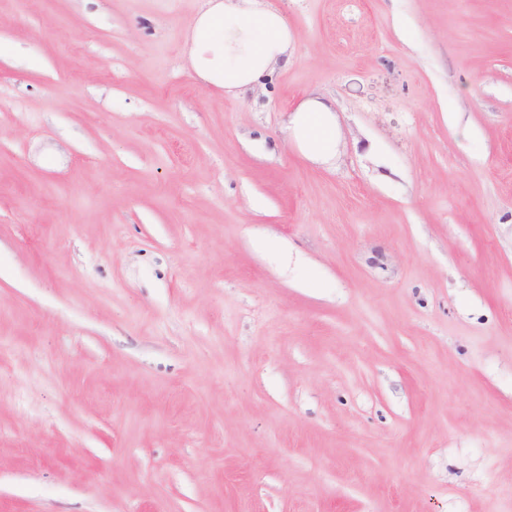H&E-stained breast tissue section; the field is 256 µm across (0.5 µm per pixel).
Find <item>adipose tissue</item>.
<instances>
[{
  "label": "adipose tissue",
  "instance_id": "1",
  "mask_svg": "<svg viewBox=\"0 0 512 512\" xmlns=\"http://www.w3.org/2000/svg\"><path fill=\"white\" fill-rule=\"evenodd\" d=\"M293 33L287 16L264 0H209L188 27L193 73L206 87L235 95L264 84L288 59ZM335 106L325 99L300 102L286 130L300 153L313 161L336 156Z\"/></svg>",
  "mask_w": 512,
  "mask_h": 512
}]
</instances>
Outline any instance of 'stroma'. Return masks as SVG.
<instances>
[{
    "label": "stroma",
    "mask_w": 512,
    "mask_h": 512,
    "mask_svg": "<svg viewBox=\"0 0 512 512\" xmlns=\"http://www.w3.org/2000/svg\"><path fill=\"white\" fill-rule=\"evenodd\" d=\"M271 2L0 0V512H512V0ZM262 1L209 0L190 23L189 61L206 87L237 95L264 85L275 66L288 63V18ZM335 106L327 99H306L288 115L287 134L300 153L313 161L336 157Z\"/></svg>",
    "instance_id": "35a3bbf8"
}]
</instances>
